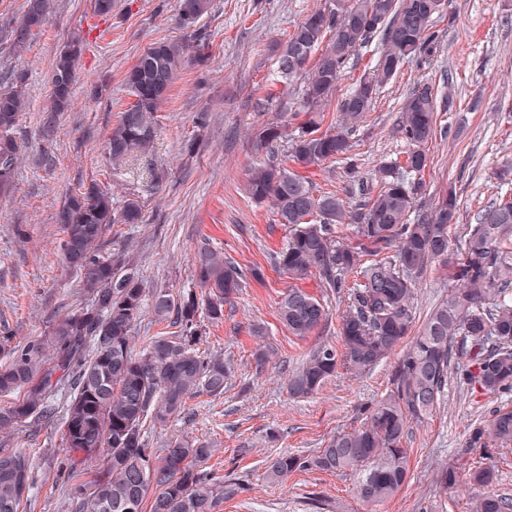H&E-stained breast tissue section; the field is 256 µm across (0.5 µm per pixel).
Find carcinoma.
I'll return each instance as SVG.
<instances>
[{
  "label": "carcinoma",
  "instance_id": "carcinoma-1",
  "mask_svg": "<svg viewBox=\"0 0 512 512\" xmlns=\"http://www.w3.org/2000/svg\"><path fill=\"white\" fill-rule=\"evenodd\" d=\"M50 0H27L26 10L10 30V49L22 52L47 21ZM443 0H329L308 13L288 36L278 56L285 81L299 79L291 118L304 116L300 130L288 138L284 115L259 133L267 158L251 167L247 191L257 203L269 202L288 237L274 253L273 265L295 281L278 303L288 332L310 335L326 319L324 305L296 282L318 274L331 293L347 289L349 305L342 315L343 350L330 344L313 349L289 375L288 391L306 398L342 366L362 377L390 357V389L362 408V422L339 431L312 456L280 454L268 466L273 480L297 471L319 470L352 480L354 495L370 507L398 492L410 470L403 440L413 422L429 416L446 396L453 344L464 340L459 380L489 394L512 392V193L491 198L474 214L464 240L453 246L449 225L458 201L453 192L436 204L422 202L423 174L428 166L425 144L440 110L434 87H415L398 109L395 132L406 145L403 157L375 165L361 198L349 204L334 191L321 192L296 171L327 159L355 173L359 158L351 138L370 111L379 90L407 60L423 61L440 49L435 17ZM211 0H175L176 20L189 39L162 40L148 46L126 72L124 84L132 102L121 112L103 145L112 170L132 156L147 158L154 150L158 108L188 51L201 58L208 48L200 20ZM381 51L368 76L351 92L335 98L351 56L373 41ZM84 51L80 35L71 36L56 56L51 73L52 110L64 112L72 102L76 65ZM336 102V127L321 130L324 112ZM24 77L0 87V195L11 191L23 153L17 136L27 108ZM139 202L118 208L98 184L71 196L57 214L61 253L79 277L89 305L56 323L46 337L52 357L41 358V346L8 351L0 365V396L22 394L0 407V430L19 431L56 416L52 393L55 374L69 379L72 394L63 407V442L68 451L64 477L70 482L75 512H214L218 500L237 497L243 487L219 483L199 469L212 455L205 441L178 436L164 447H150L149 433L185 410L200 393H224L231 361L200 350L203 316L224 320V305L239 294L246 273L224 252L207 245L193 257L201 292L151 294L161 320L176 316L180 330L143 339L133 352L132 331L146 301L140 272L124 249L107 251L101 241L114 224H141ZM355 225V236L342 239L337 226ZM453 256L455 286L414 329L413 289L424 267ZM512 445V407L500 406L476 425L467 447ZM100 471L88 482L81 472L93 460ZM469 483L485 487L487 467L465 473ZM32 483L29 454L23 448H0V512H22ZM469 512H512V499L481 492Z\"/></svg>",
  "mask_w": 512,
  "mask_h": 512
}]
</instances>
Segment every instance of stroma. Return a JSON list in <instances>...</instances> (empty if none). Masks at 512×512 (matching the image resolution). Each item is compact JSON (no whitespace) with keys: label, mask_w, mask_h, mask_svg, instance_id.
Wrapping results in <instances>:
<instances>
[{"label":"stroma","mask_w":512,"mask_h":512,"mask_svg":"<svg viewBox=\"0 0 512 512\" xmlns=\"http://www.w3.org/2000/svg\"><path fill=\"white\" fill-rule=\"evenodd\" d=\"M24 2L0 0V81L24 73L29 101L18 126L24 151L15 187L0 198V341L26 349L87 305L77 275L61 256L56 214L63 203L93 183L110 189L114 200H138L142 223L113 225L103 247L130 244L145 288L188 290L194 284L192 257L206 243L261 271L225 307L223 322L203 325L205 349L234 364L223 394L190 398L184 412L155 428L150 442L157 447L184 434L213 443L207 463L212 476L244 487L215 512H366L349 481L336 474L302 471L283 482L267 474L278 454H314L336 432L358 427L361 407L386 392L392 370L387 361L355 378L341 368L310 398L289 396L288 377L311 349L341 345L348 298L324 293L316 278L302 281V288L322 297L327 318L309 336L288 332L277 309L290 281L271 261L288 229L269 205L256 203L246 191L251 166L265 156L257 135L291 99L277 73L279 51L325 0H212L202 21L206 57L189 63L172 83L158 110L154 154L131 160L117 178L102 143L130 101L124 77L138 56L154 42L185 39L174 0H117L108 19L94 13L92 0H52L47 23L16 55L3 33L22 14ZM436 28L440 52L405 63L355 132L358 175L332 160L307 175L318 189L348 196L376 163L402 154L405 145L392 132L401 100L418 83L432 81L439 97H453L455 104L437 113L426 145L425 199L434 203L456 191L458 221L449 236L458 243L479 206L500 191L496 172L512 163V0H451ZM74 33L84 38L85 50L72 103L52 117L53 61ZM262 95L268 101L261 107ZM452 273L439 261L427 266L416 283L417 318L446 297ZM255 324L266 328V336L251 335ZM263 344L275 354L260 369L254 353ZM505 403L512 404V393L490 395L449 381L440 407L410 427L404 440L409 477L377 512H467L472 487L463 482L448 492L438 482L448 463L463 472L493 468L491 492L512 498V447L466 445L471 424ZM62 437L57 420L38 422L32 437L20 431L0 435V442L26 448L33 461L31 501L22 504V512H71Z\"/></svg>","instance_id":"obj_1"}]
</instances>
